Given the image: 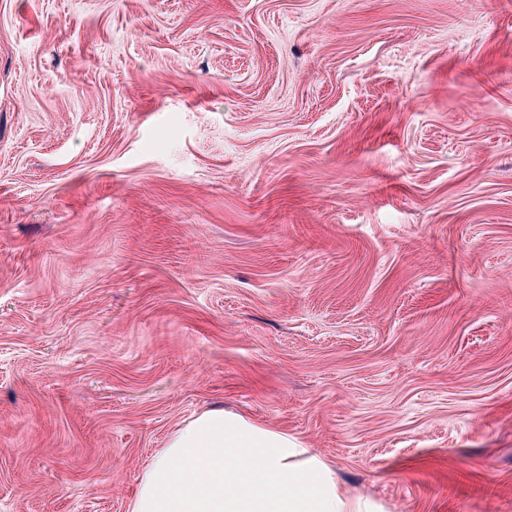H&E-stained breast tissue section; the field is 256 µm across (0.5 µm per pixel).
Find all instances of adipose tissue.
<instances>
[{"instance_id": "1", "label": "adipose tissue", "mask_w": 512, "mask_h": 512, "mask_svg": "<svg viewBox=\"0 0 512 512\" xmlns=\"http://www.w3.org/2000/svg\"><path fill=\"white\" fill-rule=\"evenodd\" d=\"M130 512H364L330 468L287 436L204 412L174 431L146 470Z\"/></svg>"}]
</instances>
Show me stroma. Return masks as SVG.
<instances>
[{"mask_svg": "<svg viewBox=\"0 0 512 512\" xmlns=\"http://www.w3.org/2000/svg\"><path fill=\"white\" fill-rule=\"evenodd\" d=\"M212 408L512 512V0H0V512Z\"/></svg>", "mask_w": 512, "mask_h": 512, "instance_id": "stroma-1", "label": "stroma"}]
</instances>
